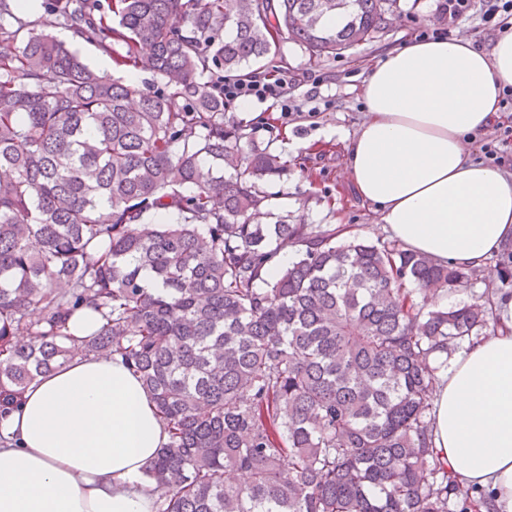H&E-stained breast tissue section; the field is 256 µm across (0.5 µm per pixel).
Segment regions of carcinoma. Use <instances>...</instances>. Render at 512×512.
Segmentation results:
<instances>
[{
    "label": "carcinoma",
    "instance_id": "obj_1",
    "mask_svg": "<svg viewBox=\"0 0 512 512\" xmlns=\"http://www.w3.org/2000/svg\"><path fill=\"white\" fill-rule=\"evenodd\" d=\"M389 2L56 0L158 92L0 24V416L74 356L119 354L169 437L146 472L157 512H467L474 488L438 463L431 412L438 358L496 328L492 291L439 305L435 288L470 289L476 270L257 223L288 165L203 81L251 76L283 32L315 61L340 54L386 29ZM336 11L345 25L325 27ZM286 245L295 259L262 278ZM495 268L512 286L511 250ZM83 307L103 324L78 345Z\"/></svg>",
    "mask_w": 512,
    "mask_h": 512
}]
</instances>
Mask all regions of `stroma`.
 I'll return each instance as SVG.
<instances>
[{
    "instance_id": "stroma-1",
    "label": "stroma",
    "mask_w": 512,
    "mask_h": 512,
    "mask_svg": "<svg viewBox=\"0 0 512 512\" xmlns=\"http://www.w3.org/2000/svg\"><path fill=\"white\" fill-rule=\"evenodd\" d=\"M438 4L439 0H397L392 23L382 36L335 57L310 60L303 46L283 37L275 53L253 63V70L260 74L277 68L294 74L320 71L334 77L321 88L330 107H318L315 113L296 120L283 119L277 107L254 102L235 105L225 115L227 121L249 126L255 143L271 146L288 164L285 175L266 185L274 214L287 216L292 223L328 224L349 234L384 238L373 206L351 190L343 140L354 135L362 117L361 84L368 66L385 50L410 38L412 24H436ZM67 44L90 69L126 79V69L115 64L120 46L104 47L76 37Z\"/></svg>"
}]
</instances>
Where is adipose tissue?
Masks as SVG:
<instances>
[{
	"mask_svg": "<svg viewBox=\"0 0 512 512\" xmlns=\"http://www.w3.org/2000/svg\"><path fill=\"white\" fill-rule=\"evenodd\" d=\"M508 87L509 30L483 48L408 41L366 72L350 180L407 249L480 268L512 247V178L464 148L499 119ZM494 310L501 331L449 359L432 413L449 476L484 493L475 512H512V299L495 296ZM167 441L120 356L75 357L34 380L0 421V512H155L146 472Z\"/></svg>",
	"mask_w": 512,
	"mask_h": 512,
	"instance_id": "obj_1",
	"label": "adipose tissue"
}]
</instances>
